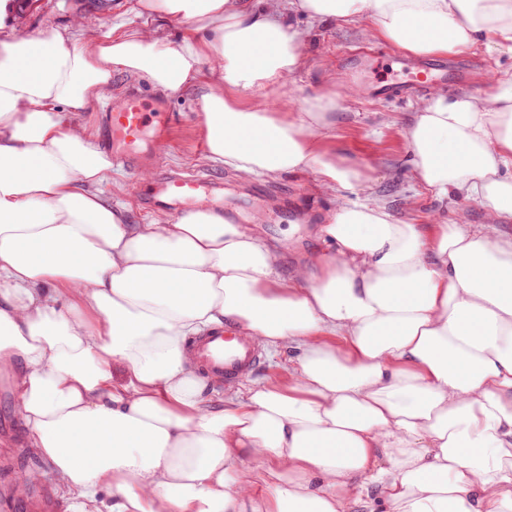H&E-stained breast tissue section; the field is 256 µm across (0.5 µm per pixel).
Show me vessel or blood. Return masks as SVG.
Wrapping results in <instances>:
<instances>
[{"mask_svg":"<svg viewBox=\"0 0 512 512\" xmlns=\"http://www.w3.org/2000/svg\"><path fill=\"white\" fill-rule=\"evenodd\" d=\"M101 126L99 143L113 163L147 168L156 165L155 147L170 133V114L159 102L146 109L141 97L130 92L105 106ZM210 191L206 180L179 175L158 182L149 202L158 207H196L208 202ZM190 350L199 372L228 385L256 370L261 362V352L251 338L223 326L193 338Z\"/></svg>","mask_w":512,"mask_h":512,"instance_id":"obj_1","label":"vessel or blood"}]
</instances>
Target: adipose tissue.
Wrapping results in <instances>:
<instances>
[{"label":"adipose tissue","instance_id":"1","mask_svg":"<svg viewBox=\"0 0 512 512\" xmlns=\"http://www.w3.org/2000/svg\"><path fill=\"white\" fill-rule=\"evenodd\" d=\"M139 24L69 49L67 30L0 40V373L70 512H512V237L396 221L322 148L337 103L248 98L303 69L299 19L359 25L416 57L479 38L512 51V0H130ZM176 20L179 39L165 35ZM202 88L210 160L244 178L313 172L359 188L279 255L200 205L134 224L109 157L71 125L112 75ZM487 97L434 90L408 162L435 196L512 223V68ZM232 325L298 350L288 382L215 407L189 337Z\"/></svg>","mask_w":512,"mask_h":512}]
</instances>
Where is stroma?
<instances>
[{"label": "stroma", "instance_id": "35a3bbf8", "mask_svg": "<svg viewBox=\"0 0 512 512\" xmlns=\"http://www.w3.org/2000/svg\"><path fill=\"white\" fill-rule=\"evenodd\" d=\"M127 9L128 0H31L23 13L0 20V36L62 29L82 19L102 38L110 33L113 22L127 18ZM299 27L304 33L307 61L302 71L286 78L288 98L298 109L313 96L332 94V87L321 81L322 75L331 70L345 74L348 83L359 87L358 96L340 97L323 146L337 157L361 165L364 176L395 219L429 224L438 216L450 224L472 225L493 237L502 230L512 234V224L502 230L486 224L482 201L455 195L440 199L415 179L407 161L404 133L410 115L428 89L423 86L408 93L402 87L407 67L440 66L459 73L458 79L449 83V90L486 97L494 91L488 75L511 68L512 52L488 47L482 41L457 56L418 58L395 46L364 41L353 25L313 27L303 20ZM378 83L391 85V93L373 95L370 88ZM200 95V90L192 89L167 98L174 129L161 151V165L153 171V179L170 172L205 178L219 187L225 208L242 214L247 229L281 251V271L315 261L326 249L317 236L320 224L337 202L360 201V191L340 187L332 194H316L311 173L244 179L209 160ZM141 187L138 173L116 169L102 191L113 203L129 207L132 223H175L177 211L145 207ZM12 385L9 376L0 375V512H17V473L43 465L28 446V432L15 408Z\"/></svg>", "mask_w": 512, "mask_h": 512}]
</instances>
